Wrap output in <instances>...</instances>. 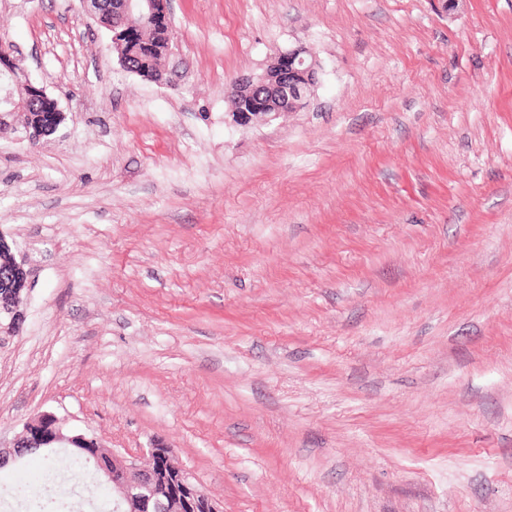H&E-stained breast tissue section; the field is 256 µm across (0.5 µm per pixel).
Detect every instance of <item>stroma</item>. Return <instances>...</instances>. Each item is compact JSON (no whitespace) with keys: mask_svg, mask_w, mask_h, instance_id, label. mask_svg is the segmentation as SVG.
Segmentation results:
<instances>
[{"mask_svg":"<svg viewBox=\"0 0 512 512\" xmlns=\"http://www.w3.org/2000/svg\"><path fill=\"white\" fill-rule=\"evenodd\" d=\"M158 84L79 0H0L63 112L0 130L30 271L0 445L52 411L172 447L222 512H512V0H172ZM309 104L227 121L285 50ZM38 463L0 467V512ZM41 501L110 512L54 457ZM55 105L59 112L54 113V120L50 122H45L42 120V115L32 116L30 112H54L51 104L44 103L40 100H36L33 103V107L29 112H26L28 115V122L25 126H23L25 136L24 138L30 144H37L44 137L50 136L57 130L60 125L59 120L62 117L63 112L59 108L58 101L55 99Z\"/></svg>","mask_w":512,"mask_h":512,"instance_id":"stroma-1","label":"stroma"}]
</instances>
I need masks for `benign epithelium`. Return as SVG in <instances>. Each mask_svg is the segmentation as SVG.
<instances>
[{
  "mask_svg": "<svg viewBox=\"0 0 512 512\" xmlns=\"http://www.w3.org/2000/svg\"><path fill=\"white\" fill-rule=\"evenodd\" d=\"M171 0H82L86 13L111 35L112 50L123 68H128L124 47L129 44L133 16L154 20L150 46L160 56L171 51L173 35ZM274 70L241 78L234 83L235 105L232 120L241 126L269 122L307 105L318 80L316 59L303 47L280 53ZM0 74L10 81L0 83V121L11 124L13 116L28 106L31 97L45 91L29 81L28 74L13 54L0 59ZM62 112L45 122L42 116H28L23 126L25 139L37 144L55 133ZM0 261L10 265L9 278L0 280V298L10 320L3 332H16L23 311L20 290L28 286L29 271L24 261L16 260L13 245L0 234ZM46 448H92L100 478L112 486L113 509L116 512H222L218 503L192 482L190 475L173 461L172 449L158 442L148 448V459L158 465H141L124 453L103 446L96 437L65 430V419L53 412H43L28 421L13 447L0 448V465L20 462L32 452Z\"/></svg>",
  "mask_w": 512,
  "mask_h": 512,
  "instance_id": "1",
  "label": "benign epithelium"
}]
</instances>
